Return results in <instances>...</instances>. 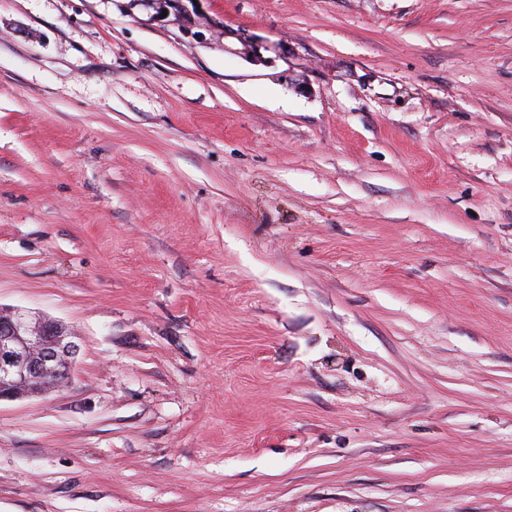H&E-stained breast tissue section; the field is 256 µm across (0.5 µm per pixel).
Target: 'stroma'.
I'll return each instance as SVG.
<instances>
[{"mask_svg": "<svg viewBox=\"0 0 512 512\" xmlns=\"http://www.w3.org/2000/svg\"><path fill=\"white\" fill-rule=\"evenodd\" d=\"M202 10L0 0V512H512V0ZM197 1V4H194ZM203 0H137L135 6L140 5L152 11L150 18L161 23L177 24L184 29H191L198 25L197 19L205 14L200 10L199 3ZM190 8H189V5ZM163 9H167V16L160 18ZM171 16L173 18L171 19ZM207 24L210 27H222L224 29V38L226 37H235L241 44L242 48L236 49L237 53L244 55L246 58H252L256 61L263 58L261 54V49L264 48L266 51H273L275 53L282 54L280 52V49L271 44H264L263 42H260L259 39H257L254 36H245L242 33L233 32L231 30L225 29L224 22L220 20H216L213 18L207 19ZM234 35V36H231ZM71 336L53 320L0 307V403L67 384L78 350Z\"/></svg>", "mask_w": 512, "mask_h": 512, "instance_id": "stroma-1", "label": "stroma"}]
</instances>
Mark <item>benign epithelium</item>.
Masks as SVG:
<instances>
[{
    "mask_svg": "<svg viewBox=\"0 0 512 512\" xmlns=\"http://www.w3.org/2000/svg\"><path fill=\"white\" fill-rule=\"evenodd\" d=\"M202 0H136L151 11L150 18L172 22L184 29L198 25L203 16ZM166 17H161L162 11ZM241 44L237 53L259 60L261 50L280 52L254 36L224 30ZM78 347L61 324L53 320H32L15 309L0 307V402L50 392L68 383Z\"/></svg>",
    "mask_w": 512,
    "mask_h": 512,
    "instance_id": "1",
    "label": "benign epithelium"
}]
</instances>
